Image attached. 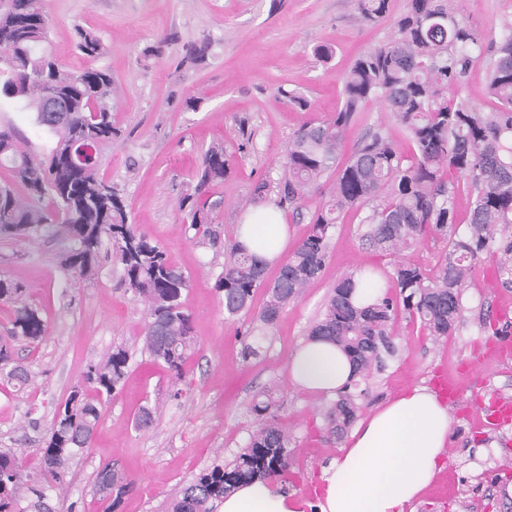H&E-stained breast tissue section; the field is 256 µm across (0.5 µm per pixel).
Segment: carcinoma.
<instances>
[{
	"mask_svg": "<svg viewBox=\"0 0 512 512\" xmlns=\"http://www.w3.org/2000/svg\"><path fill=\"white\" fill-rule=\"evenodd\" d=\"M362 22L390 15L391 0H357ZM50 19L44 0H0V97L16 100L33 111L34 125L53 145L40 158L19 147L9 128L0 126V167L10 169L23 186L19 195L0 186V237L23 238L56 224L65 228L73 247L60 266L80 284L95 278L103 242L112 246L122 277L146 306L143 350L181 381L185 362L195 349L192 318L182 296L190 279L166 251L128 223L123 200L98 174V154L118 135L113 112L118 87L105 68L66 70L49 53ZM492 52L488 91L497 108L482 112L455 91L466 77L472 53ZM76 49L90 59L106 54V44L94 31L76 28ZM62 93L68 111L46 112L47 90ZM341 104L327 120L300 126L281 160L284 175L277 183L280 202L302 206L311 192L330 183V200L310 217V228L277 278L265 282L267 263L239 241L224 246V266L218 280L228 319L252 310L255 292L266 289V300L255 315L257 329L274 327L288 304L299 299L322 272L329 253L330 231L338 214L367 207L362 234L370 248L398 255L429 231L449 241L433 276L398 260L390 272L398 292L374 300L355 299L356 281L378 283L359 272L344 274L325 300L309 335L340 348L354 366V376L326 409L327 439L340 441L355 422L362 405L361 382L380 374L399 347L392 316L399 308L419 319L434 339L451 334L460 322L463 290L482 255L497 256V273L512 281V22L504 23L498 39L484 44L479 32L455 12L449 0H409L395 19L388 41L355 59L343 78ZM381 102L386 122L369 129L351 158L342 165L343 138L370 100ZM412 145L404 160L391 128ZM230 158L222 143L211 145L201 159L202 182H222L230 173ZM454 170L469 180V227L453 231L458 191L444 180ZM49 197L55 209L40 206ZM189 228L216 239L211 209L184 198ZM13 305L11 338L36 341L46 323L26 291L0 277V300ZM130 355L116 346L87 365L86 381L95 395H68L40 449L41 469L29 471L23 452H0V512H18L20 501L29 512H55L48 490H63L73 458L87 448L101 416V399L114 394L128 373ZM0 375L23 387L32 380L15 362L11 348L0 342ZM279 405L270 391L256 394L249 412L257 428L228 462H217L188 480L169 501L166 512H215L239 484L256 477L273 482L288 475L290 438L278 422ZM112 484L103 512H116L133 479L104 467L96 484Z\"/></svg>",
	"mask_w": 512,
	"mask_h": 512,
	"instance_id": "obj_1",
	"label": "carcinoma"
}]
</instances>
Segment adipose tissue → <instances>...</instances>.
Here are the masks:
<instances>
[{
	"instance_id": "adipose-tissue-1",
	"label": "adipose tissue",
	"mask_w": 512,
	"mask_h": 512,
	"mask_svg": "<svg viewBox=\"0 0 512 512\" xmlns=\"http://www.w3.org/2000/svg\"><path fill=\"white\" fill-rule=\"evenodd\" d=\"M238 239L252 252L274 259L288 242V226L271 203L249 210ZM353 372L349 358L331 342L309 338L293 353L292 384L335 395ZM448 410L423 387L401 393L361 418L336 461L323 470L318 512H409L443 469ZM305 501L257 480L225 496L219 512H304Z\"/></svg>"
}]
</instances>
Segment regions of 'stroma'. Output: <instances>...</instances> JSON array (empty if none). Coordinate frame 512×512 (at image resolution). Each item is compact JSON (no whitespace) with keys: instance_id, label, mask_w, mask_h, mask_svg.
Masks as SVG:
<instances>
[{"instance_id":"stroma-1","label":"stroma","mask_w":512,"mask_h":512,"mask_svg":"<svg viewBox=\"0 0 512 512\" xmlns=\"http://www.w3.org/2000/svg\"><path fill=\"white\" fill-rule=\"evenodd\" d=\"M408 2L392 0L390 17L366 24L355 0H45L48 48L64 67L78 71L88 64L75 48L76 28L97 32L108 47L98 64L121 90L115 114L120 135L103 149L99 174L118 189L129 223L189 275L184 300L197 341L183 381L173 383L141 351L144 306L124 284L109 247L100 251L97 278L77 286L59 265L72 246L62 229L0 238V275L26 289L48 324L40 342L16 345L32 382L19 388L0 379L1 450L25 449L27 465L38 468V450L57 406L82 383L88 363L118 344L131 356L124 386L103 403L90 447L71 464L67 512H102L93 488L107 464L134 480L119 512H163L185 480L215 460H232L244 447L257 427L248 408L256 393L274 383L282 389L279 421L293 438L291 469L280 488L315 502L319 477L340 446L326 440L328 398L291 385L292 353L343 274L375 270L390 294L396 259L430 272L447 243L430 234L396 258L363 244L362 211L343 212L330 232L320 277L283 311L264 342V357L250 362L243 359V338L252 317L225 319L217 290L224 243L236 238L259 183L267 185L266 201L277 202L289 140L303 122L333 115L352 61L387 41L394 15ZM451 2L486 34L512 20V0ZM320 45L333 48L331 60L317 58ZM192 47L204 48L203 61L189 58ZM147 49L154 57L146 65ZM489 60L488 52H474L457 91L485 111L497 104L487 90ZM282 88L304 94L309 109L288 104L278 94ZM0 124L13 128L34 154L47 153L50 141L36 132L30 110L1 99ZM215 142L225 144L234 162L229 176L208 188L218 203L212 243L187 229L179 202L195 195L199 158ZM463 303L458 328L437 342L419 321L398 312L393 333L400 351L370 380L365 410L413 387H434L440 376L469 397L512 398V283L499 278L494 257L482 256ZM145 408L153 422L137 426ZM449 419L446 466L415 512H507L512 423L477 426L464 404Z\"/></svg>"}]
</instances>
